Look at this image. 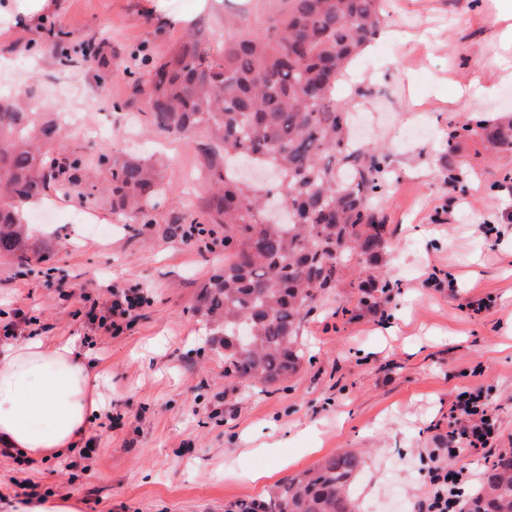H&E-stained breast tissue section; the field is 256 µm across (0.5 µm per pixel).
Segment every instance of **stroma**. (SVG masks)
Listing matches in <instances>:
<instances>
[{"label": "stroma", "instance_id": "35a3bbf8", "mask_svg": "<svg viewBox=\"0 0 512 512\" xmlns=\"http://www.w3.org/2000/svg\"><path fill=\"white\" fill-rule=\"evenodd\" d=\"M498 0H388L387 35L373 39L336 89L338 102L382 108L385 127L362 144L384 146L393 179L379 207L393 234L377 270L390 293L366 301L349 270L315 303L301 328L308 355L285 388L227 383L224 353L191 308L224 265L223 247L169 235L172 216L209 194L196 140L173 139L151 124L129 53L165 52L203 23L214 52L224 0H55L49 23L87 35L118 54L105 87L88 65L58 66L40 26L0 33V92L40 91L38 111L61 112L69 150L92 157L159 154L178 181L146 232L109 205L84 209L55 196L25 206L30 231L62 287L40 271L0 257V343L14 314L37 319V334L78 336L105 374V410L92 423L95 451L50 458L32 479L43 498H69L79 512H224L227 503L268 489L341 451L363 467L351 487L357 512H411L429 495V452L448 432L456 395L483 386L497 419L499 449L512 452V153L481 136L448 145L466 118L512 122V79L497 36ZM479 79L493 97L467 112L452 98ZM143 293L127 328L106 334L80 311L85 299L108 309V286ZM491 297L487 310L468 303ZM273 447L266 455L265 447ZM262 471L263 481L246 475Z\"/></svg>", "mask_w": 512, "mask_h": 512}]
</instances>
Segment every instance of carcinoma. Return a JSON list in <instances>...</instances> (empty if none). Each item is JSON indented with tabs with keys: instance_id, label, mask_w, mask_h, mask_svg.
<instances>
[{
	"instance_id": "obj_1",
	"label": "carcinoma",
	"mask_w": 512,
	"mask_h": 512,
	"mask_svg": "<svg viewBox=\"0 0 512 512\" xmlns=\"http://www.w3.org/2000/svg\"><path fill=\"white\" fill-rule=\"evenodd\" d=\"M386 0H279L254 23L224 32L222 58H210L201 28L164 54L142 46L132 54L149 80L134 81L151 123L167 135L207 140L210 175L207 223L176 216L177 237L224 230V268L196 297L193 312L216 330L224 375L278 388L296 375L306 354L302 321L318 295L336 287L343 267L366 273L390 246L376 201L391 175L381 147L361 148L351 136V112L336 101L348 64L379 32ZM58 64L80 57L106 83L112 57L92 38L47 29ZM38 95L0 96V256L21 266L44 262L29 243L22 204L53 189L88 206L145 226L170 191L162 164L117 156L104 166L57 146L60 126L28 109ZM477 133L512 152V124L475 120L448 132ZM362 468L343 451L280 483L264 500L243 499L235 512H355L349 495ZM467 512H512V452L485 472Z\"/></svg>"
}]
</instances>
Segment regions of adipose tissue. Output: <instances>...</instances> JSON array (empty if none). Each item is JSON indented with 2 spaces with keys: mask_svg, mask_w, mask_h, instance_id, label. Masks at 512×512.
I'll use <instances>...</instances> for the list:
<instances>
[{
  "mask_svg": "<svg viewBox=\"0 0 512 512\" xmlns=\"http://www.w3.org/2000/svg\"><path fill=\"white\" fill-rule=\"evenodd\" d=\"M52 0H0V20L23 29L43 20ZM80 337L31 336L0 345V443L41 459L87 438L104 404Z\"/></svg>",
  "mask_w": 512,
  "mask_h": 512,
  "instance_id": "1",
  "label": "adipose tissue"
}]
</instances>
